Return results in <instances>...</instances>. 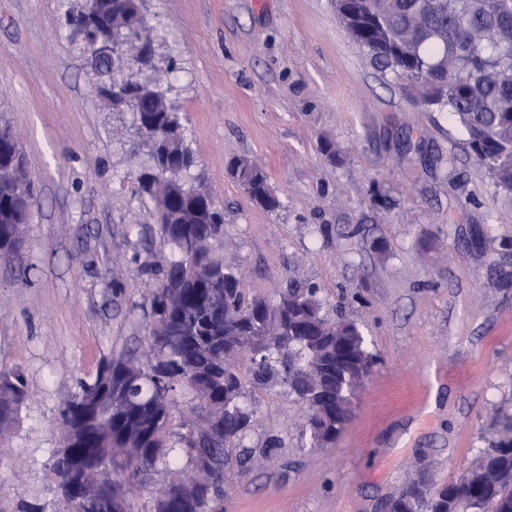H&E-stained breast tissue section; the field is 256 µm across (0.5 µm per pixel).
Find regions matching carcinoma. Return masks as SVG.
<instances>
[{
    "label": "carcinoma",
    "mask_w": 512,
    "mask_h": 512,
    "mask_svg": "<svg viewBox=\"0 0 512 512\" xmlns=\"http://www.w3.org/2000/svg\"><path fill=\"white\" fill-rule=\"evenodd\" d=\"M122 23L104 16L97 27L125 44L147 33L137 0H121ZM358 45L371 63L404 81L428 110L448 112L464 129L473 158L488 172L495 191L512 195V9L505 0H346ZM96 90L130 75L106 61L94 72ZM135 122L150 118L160 133L162 160L172 172L146 189L156 204L160 240L173 259L159 267L150 298L147 362L119 355L100 363L60 413L69 445L53 452L54 475L67 487L64 501L81 491L83 468L99 467L109 481L130 486L120 512H133V494L163 465L153 512H217L235 476L250 469L248 446L256 391L281 385L306 409L304 432L311 447L326 448L352 420L354 400L370 373L368 352L356 323L322 311L318 289L290 286L274 298L252 294L224 258L210 249L196 266L182 264L190 238L218 242L224 213L212 201L189 193L195 155L186 144L169 99L141 88L130 108ZM24 165L18 141L0 140V162ZM232 169L239 184L269 209L278 206L266 173L246 159ZM34 187L0 182V258L20 248L21 225L31 218L25 200ZM192 394L188 415L173 430L178 389ZM28 395L24 373L0 369V437L18 421ZM209 482L186 492L173 479L199 465ZM387 512H512V415L475 461L449 482L403 484L386 500Z\"/></svg>",
    "instance_id": "obj_1"
}]
</instances>
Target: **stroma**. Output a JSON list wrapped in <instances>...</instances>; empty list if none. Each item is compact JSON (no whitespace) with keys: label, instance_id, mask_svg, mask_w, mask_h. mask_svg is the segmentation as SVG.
I'll list each match as a JSON object with an SVG mask.
<instances>
[{"label":"stroma","instance_id":"35a3bbf8","mask_svg":"<svg viewBox=\"0 0 512 512\" xmlns=\"http://www.w3.org/2000/svg\"><path fill=\"white\" fill-rule=\"evenodd\" d=\"M75 0H0V124L37 187L24 246L0 261V367L33 395L0 447V507L65 512L61 405L101 360L143 355L153 270L169 252L139 182L132 115L95 91L66 22ZM162 83L251 293L313 284L377 361L336 444L314 448L282 388L258 391L224 512H381L419 469L458 477L512 413V197L496 194L451 114L426 112L367 58L334 0H144ZM338 154L328 159L324 141ZM246 158L280 205L230 173ZM385 251H377V241Z\"/></svg>","mask_w":512,"mask_h":512}]
</instances>
